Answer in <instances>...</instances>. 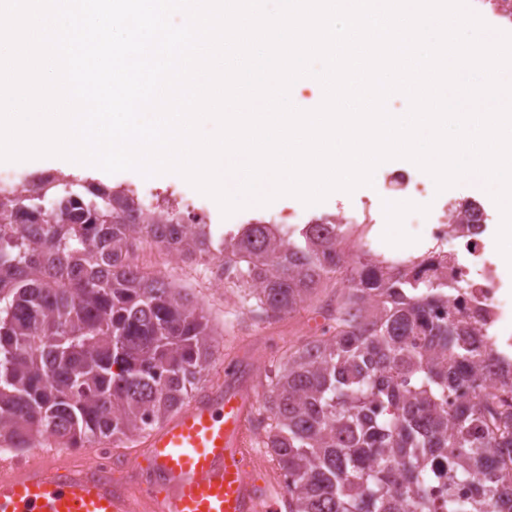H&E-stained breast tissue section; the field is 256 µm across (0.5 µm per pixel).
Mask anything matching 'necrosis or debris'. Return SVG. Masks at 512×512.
<instances>
[{
  "instance_id": "obj_1",
  "label": "necrosis or debris",
  "mask_w": 512,
  "mask_h": 512,
  "mask_svg": "<svg viewBox=\"0 0 512 512\" xmlns=\"http://www.w3.org/2000/svg\"><path fill=\"white\" fill-rule=\"evenodd\" d=\"M153 204L172 206L183 223L208 224L212 221L209 208L188 188L170 193L153 194ZM470 208L472 221L458 224L454 216ZM500 215L490 213L485 199L475 193L468 198L444 201L436 213L423 215V237L435 243L463 241L466 256L452 259L453 275L463 287L449 296L459 308L472 333L469 341L480 354L482 366L469 373L448 395L449 408L479 398L492 400L502 397L504 389L512 390V284L499 273V254L492 230L500 223Z\"/></svg>"
}]
</instances>
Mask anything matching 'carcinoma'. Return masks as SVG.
Masks as SVG:
<instances>
[{
	"mask_svg": "<svg viewBox=\"0 0 512 512\" xmlns=\"http://www.w3.org/2000/svg\"><path fill=\"white\" fill-rule=\"evenodd\" d=\"M340 229L328 218L296 233L246 224L216 240L209 224L67 175L0 193V444L129 440L184 405L211 334L203 309L129 262L145 231L188 257H224L267 318L346 273L329 329L288 347L252 407L264 424L256 447L292 478L285 512H434L439 458L477 483L470 499L448 497L447 512H512V485L485 464L486 449L512 448V413L475 400L448 414V391L476 359L444 313L456 283L349 261Z\"/></svg>",
	"mask_w": 512,
	"mask_h": 512,
	"instance_id": "carcinoma-1",
	"label": "carcinoma"
}]
</instances>
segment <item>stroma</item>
Returning <instances> with one entry per match:
<instances>
[{
  "mask_svg": "<svg viewBox=\"0 0 512 512\" xmlns=\"http://www.w3.org/2000/svg\"><path fill=\"white\" fill-rule=\"evenodd\" d=\"M403 169L414 170L413 162L406 159H391L380 164L374 172L373 183L361 186L353 192L331 193L322 203L307 206L292 196L278 198L266 206H250L230 217H223L218 204H211L214 215L212 229L215 234H232L242 224L254 220H267L282 210L291 209L295 212L297 225L309 223L312 219L329 216L335 219L355 211L361 199L372 202L373 214H381L384 206L397 205L402 214L432 211L437 200V192L412 197H397L387 194L384 178L388 171ZM420 230L416 224H375L366 227L363 224L346 226L347 245L353 256L364 255L367 232L377 233L390 249L409 248ZM131 261L142 271L174 281L186 291L202 307L209 323L216 331L214 355L210 366L201 374L193 387L192 396L225 388L224 365L227 361H235L238 374L231 384L240 391L250 394L252 398H260L266 391L265 374L259 368L255 355L243 354L239 351V339L243 336L262 337L264 345L270 350L272 357H281L291 344L299 339L319 335V325L324 320L327 309L335 307L336 299L346 287L344 274H336L326 282L311 301L305 303L296 312L272 320L248 312L241 302V293L229 285H219L209 277L205 265L180 261L173 267L158 269V251L153 243H145L134 248ZM84 456L94 459L99 453H108L112 460V478L119 483L134 481L140 468L147 465V449L144 438L123 442L104 440L85 445Z\"/></svg>",
  "mask_w": 512,
  "mask_h": 512,
  "instance_id": "obj_1",
  "label": "stroma"
}]
</instances>
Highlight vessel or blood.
<instances>
[{"mask_svg":"<svg viewBox=\"0 0 512 512\" xmlns=\"http://www.w3.org/2000/svg\"><path fill=\"white\" fill-rule=\"evenodd\" d=\"M248 405L235 392L188 403L148 438V475L133 496L103 460L76 469L52 448L35 465L0 461V512H257L264 492L241 457Z\"/></svg>","mask_w":512,"mask_h":512,"instance_id":"obj_1","label":"vessel or blood"}]
</instances>
